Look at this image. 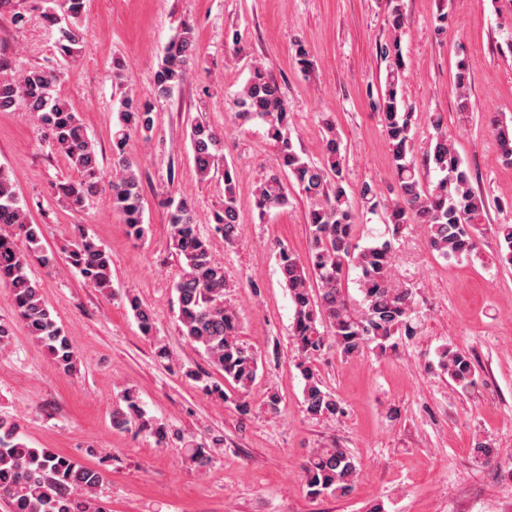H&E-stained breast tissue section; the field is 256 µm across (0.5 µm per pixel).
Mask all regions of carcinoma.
I'll return each mask as SVG.
<instances>
[{"mask_svg": "<svg viewBox=\"0 0 512 512\" xmlns=\"http://www.w3.org/2000/svg\"><path fill=\"white\" fill-rule=\"evenodd\" d=\"M45 22L57 28L58 47L65 55L74 52L81 34L74 21L84 12L86 0H33ZM391 37L379 44L385 62L384 90L377 103V115L386 135L396 183L395 198L383 200L374 183L365 181L355 191L347 189L345 155L335 121L324 119L326 136L323 158L315 162L296 148L291 139V116L280 87L261 66L236 95L235 118L244 125L258 122L279 149L280 172L269 176L255 191V206L264 215L288 205L284 176L295 183L310 201L306 216L308 253L301 259L288 247H277L276 257L293 307L291 337L298 357L296 368L303 380L302 408L311 418L339 419L345 409L336 394L325 385L316 365L326 346H333L343 358H355L372 349L381 353L396 348L395 337L412 336L418 320L413 289L396 281L392 241L385 239L361 246L356 211L381 214L391 236H398L409 224L424 228L429 248L446 260L476 254L477 225L486 211L484 197L472 184L454 143L443 132V117L430 118L436 134L421 158L413 151V117L404 105L402 87L405 62L400 46L404 15L399 0H388ZM294 59L302 71L312 69L311 51L303 41L293 43ZM195 55L191 29L183 28L169 42L155 73L156 93L170 95L185 81L187 67ZM62 73L33 67L21 73L14 61L0 55V112L23 110L35 117L44 136L63 156L77 178L59 184L57 191L70 207L79 210L108 181L112 208L118 212L129 236L143 238V194L138 164L126 154L133 136L148 137L154 126L153 109L129 94L117 101L118 124L112 133L114 172L105 175L98 152L85 126L58 86ZM457 107L465 116L473 111L468 73L463 59L455 74ZM499 158L512 165V124L488 116ZM194 166L202 181L216 176L224 180V207L215 214V230L224 244L234 246L239 238L237 174L221 166L224 131L206 122L190 128ZM169 245L180 261L174 283L180 336L203 356L220 379L189 370L186 377L202 383L209 395L235 399L239 412L249 411L246 396L254 386L259 356L241 340V323L236 308L227 300L229 282L224 263L217 260L210 237L199 231L190 200L169 199ZM500 245L499 261L512 265V225L496 227ZM52 268L56 264L41 244L40 225L29 221L14 182L0 167V282L11 288L19 319L28 334L50 354L56 368L70 374L75 370L76 352L57 325L42 294V283L29 273L31 261ZM65 264L103 294L112 292L111 259L95 237L77 228ZM358 272V294L350 292L349 272ZM143 334L155 329L153 311L136 295H126ZM439 367L455 384H472L474 364L460 349L439 351ZM125 407L112 412V425L121 430L132 427L149 432L157 444L166 442V427L145 418L138 397L131 391ZM220 435L211 446L190 435L185 452L198 471L213 462L212 449L220 447ZM307 495L312 498L343 499L350 496L359 475L357 459L335 444L316 448L301 466ZM103 474L96 468L63 455L52 448H33L26 442L19 424L0 418V501L8 512H104L98 499Z\"/></svg>", "mask_w": 512, "mask_h": 512, "instance_id": "obj_1", "label": "carcinoma"}]
</instances>
